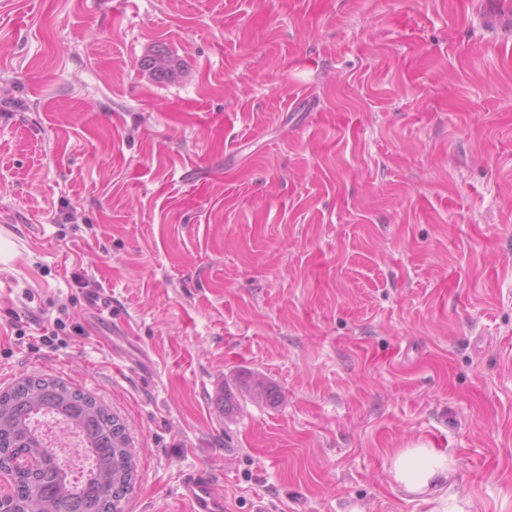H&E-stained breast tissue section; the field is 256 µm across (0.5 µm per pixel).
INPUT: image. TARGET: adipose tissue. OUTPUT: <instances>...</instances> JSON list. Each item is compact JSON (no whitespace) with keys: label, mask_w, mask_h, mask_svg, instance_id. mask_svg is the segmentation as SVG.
Wrapping results in <instances>:
<instances>
[{"label":"adipose tissue","mask_w":512,"mask_h":512,"mask_svg":"<svg viewBox=\"0 0 512 512\" xmlns=\"http://www.w3.org/2000/svg\"><path fill=\"white\" fill-rule=\"evenodd\" d=\"M453 465L452 456L446 452L406 448L393 457L389 476L406 492L426 496L428 501L443 505L445 512H468V499L449 492L448 479Z\"/></svg>","instance_id":"obj_1"}]
</instances>
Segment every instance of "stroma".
Listing matches in <instances>:
<instances>
[{
    "mask_svg": "<svg viewBox=\"0 0 512 512\" xmlns=\"http://www.w3.org/2000/svg\"><path fill=\"white\" fill-rule=\"evenodd\" d=\"M1 224L0 389L124 420V512H433L417 446L512 512V0H0ZM142 65L147 68L156 79H166L176 74V63L174 59L162 47L153 50V53L143 60ZM58 316H56L50 327H44V333L38 336L39 344L44 347L55 348L58 343H63L64 339L60 338V334L63 335L67 329V322L70 319L68 307L66 305H60L57 309ZM451 455L434 448H405L391 461L389 476L394 484L415 495H428L427 502L444 505L443 512H469L470 503L459 493L449 495L453 470ZM180 498L191 512H224V497L216 490L214 477L206 472L189 475L179 488Z\"/></svg>",
    "mask_w": 512,
    "mask_h": 512,
    "instance_id": "1",
    "label": "stroma"
}]
</instances>
